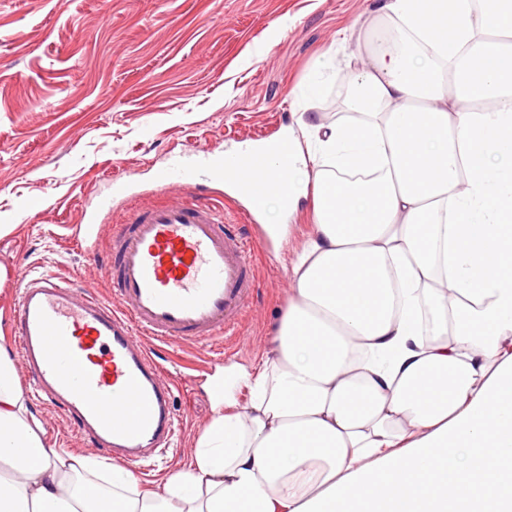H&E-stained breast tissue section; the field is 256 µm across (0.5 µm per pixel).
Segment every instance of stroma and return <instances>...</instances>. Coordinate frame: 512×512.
<instances>
[{"label":"stroma","mask_w":512,"mask_h":512,"mask_svg":"<svg viewBox=\"0 0 512 512\" xmlns=\"http://www.w3.org/2000/svg\"><path fill=\"white\" fill-rule=\"evenodd\" d=\"M375 0H0V265L69 277L105 296L98 261L70 237L107 176L150 185L187 148L263 143L302 114L349 116L342 84ZM319 80V94L299 99ZM310 200L289 219L280 248L256 256L258 289L239 336L162 351L175 378L177 445L154 466H132L159 489L186 468L213 416L209 377L271 350L292 282L288 267L313 229ZM52 448L105 459L73 420L25 387Z\"/></svg>","instance_id":"1"}]
</instances>
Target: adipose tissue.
<instances>
[{
    "label": "adipose tissue",
    "instance_id": "ef3b65f1",
    "mask_svg": "<svg viewBox=\"0 0 512 512\" xmlns=\"http://www.w3.org/2000/svg\"><path fill=\"white\" fill-rule=\"evenodd\" d=\"M443 2L378 0L397 37L347 59L356 120L273 152L272 243L308 195L315 229L189 467L144 492L47 447L0 347V512H512V0Z\"/></svg>",
    "mask_w": 512,
    "mask_h": 512
}]
</instances>
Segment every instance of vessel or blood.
I'll list each match as a JSON object with an SVG mask.
<instances>
[{
    "label": "vessel or blood",
    "mask_w": 512,
    "mask_h": 512,
    "mask_svg": "<svg viewBox=\"0 0 512 512\" xmlns=\"http://www.w3.org/2000/svg\"><path fill=\"white\" fill-rule=\"evenodd\" d=\"M269 157L262 144L228 161L191 150L155 173L153 189L108 179L107 194L71 225L70 237L79 245L95 241L102 224L112 223L102 267L110 297L68 277L10 272L18 286L11 334L28 383L113 460L143 462L178 434L174 380L155 345L204 343L234 334L246 319L259 243L197 189L238 188L257 215ZM174 186L179 194H171ZM117 201L129 215L116 225Z\"/></svg>",
    "instance_id": "obj_1"
}]
</instances>
